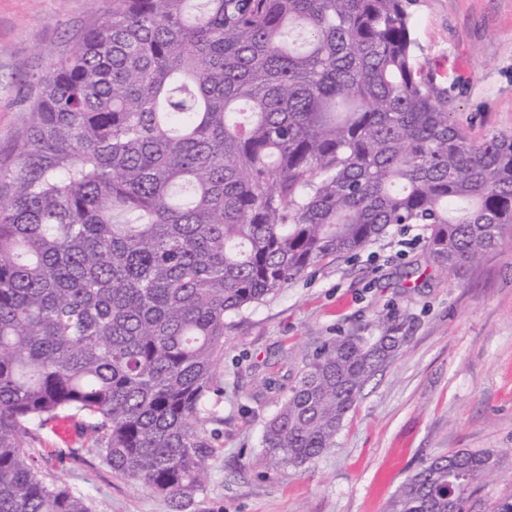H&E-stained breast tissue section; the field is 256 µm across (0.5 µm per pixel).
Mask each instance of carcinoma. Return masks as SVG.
<instances>
[{
  "mask_svg": "<svg viewBox=\"0 0 512 512\" xmlns=\"http://www.w3.org/2000/svg\"><path fill=\"white\" fill-rule=\"evenodd\" d=\"M404 0H106L33 75L0 169V512H92L38 434L91 419L90 452L185 512L205 489L226 318L399 224L452 271L512 227V134L470 138L416 61ZM303 357L262 460L335 445L405 341L394 316ZM499 463L458 451L390 512H456Z\"/></svg>",
  "mask_w": 512,
  "mask_h": 512,
  "instance_id": "obj_1",
  "label": "carcinoma"
}]
</instances>
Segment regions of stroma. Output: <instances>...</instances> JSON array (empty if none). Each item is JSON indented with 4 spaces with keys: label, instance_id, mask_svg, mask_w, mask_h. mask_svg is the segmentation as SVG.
<instances>
[{
    "label": "stroma",
    "instance_id": "1",
    "mask_svg": "<svg viewBox=\"0 0 512 512\" xmlns=\"http://www.w3.org/2000/svg\"><path fill=\"white\" fill-rule=\"evenodd\" d=\"M97 0H0V166H11L27 120V77L62 55ZM418 64L445 107L481 138L512 133V0H406ZM430 230L402 224L353 255L327 260L273 298L233 315L224 338V393L209 409L204 492L188 512H389L404 481L431 459L492 451L473 512L512 495V236L453 272L428 260ZM393 312L405 342L364 387L336 445L300 467L260 460L266 421L302 358L324 340ZM78 424L39 433L37 450L100 512H171L116 475Z\"/></svg>",
    "mask_w": 512,
    "mask_h": 512
}]
</instances>
